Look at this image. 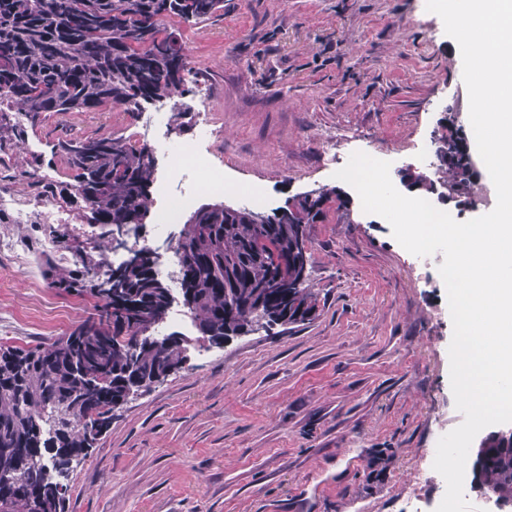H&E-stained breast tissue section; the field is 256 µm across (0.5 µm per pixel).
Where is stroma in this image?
Listing matches in <instances>:
<instances>
[{
  "instance_id": "35a3bbf8",
  "label": "stroma",
  "mask_w": 512,
  "mask_h": 512,
  "mask_svg": "<svg viewBox=\"0 0 512 512\" xmlns=\"http://www.w3.org/2000/svg\"><path fill=\"white\" fill-rule=\"evenodd\" d=\"M174 29L190 64L167 113L173 144L191 142L189 105L204 100L222 135L212 145L232 193L198 204L240 207L262 186L265 209L321 189L347 215L309 225L310 323L220 344L191 341L183 367L116 411L95 448L62 476L68 512H396L411 486L442 499L429 463L455 407L453 324L438 269L420 276L388 222L335 178L332 155L434 149L451 123L469 131L462 57L426 0H224L217 16ZM136 112H48L0 189L21 174L74 173L58 141L139 132ZM63 224L0 222V344L47 346L96 312V299L52 287L38 267Z\"/></svg>"
}]
</instances>
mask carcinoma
<instances>
[{
  "instance_id": "cac0c4a2",
  "label": "carcinoma",
  "mask_w": 512,
  "mask_h": 512,
  "mask_svg": "<svg viewBox=\"0 0 512 512\" xmlns=\"http://www.w3.org/2000/svg\"><path fill=\"white\" fill-rule=\"evenodd\" d=\"M224 9V0H0V144L28 138L12 112L37 119L45 112H90L110 105L138 112L158 99L183 96L184 47L167 21L202 22ZM437 150L445 158L449 194H471L475 184L466 138L442 127ZM56 150L76 183L50 188L79 220L100 225L112 246L122 229L141 221L150 206L155 167L151 152L111 134L62 140ZM409 187L431 193L435 181L408 171ZM331 192L295 197L288 214L254 219L248 208L203 205L178 237L185 306L201 339L219 343L273 325L315 318L317 294L296 269L307 226L326 217ZM272 245L265 252L261 242ZM95 248L81 249L75 268L45 262L51 285L88 293L101 302L98 317L46 347L0 345V512H66L54 476L94 446L132 387L149 390L184 364L185 347L172 333L140 337V326L164 320L170 292L153 273L149 249L117 268L103 267ZM293 271L288 287L281 271ZM119 273L112 287L100 279ZM475 486L512 505V438L492 431L478 445Z\"/></svg>"
}]
</instances>
